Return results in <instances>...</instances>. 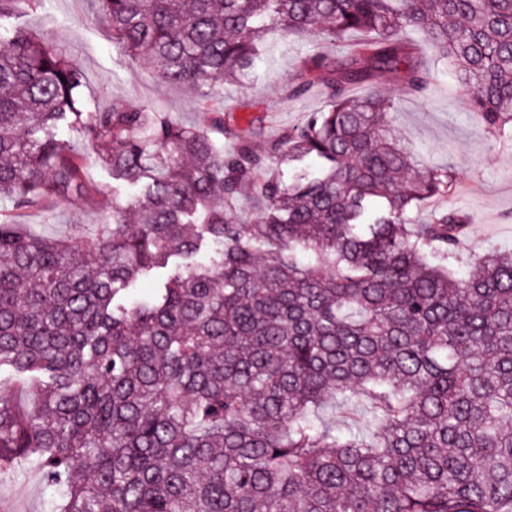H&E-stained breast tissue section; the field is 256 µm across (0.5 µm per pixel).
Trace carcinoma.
Listing matches in <instances>:
<instances>
[{
    "label": "carcinoma",
    "mask_w": 512,
    "mask_h": 512,
    "mask_svg": "<svg viewBox=\"0 0 512 512\" xmlns=\"http://www.w3.org/2000/svg\"><path fill=\"white\" fill-rule=\"evenodd\" d=\"M102 22L175 84L249 78L265 37L366 38L297 97L330 106L267 153L124 101L87 112L52 40L0 41V207L134 189L70 244L0 224V465L24 458L52 512H512V259L462 246L467 218L354 86L431 74L410 28L512 137V0H101ZM296 170L283 184L280 168ZM163 269L150 293H130Z\"/></svg>",
    "instance_id": "cac0c4a2"
}]
</instances>
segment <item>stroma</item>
<instances>
[{"instance_id": "stroma-1", "label": "stroma", "mask_w": 512, "mask_h": 512, "mask_svg": "<svg viewBox=\"0 0 512 512\" xmlns=\"http://www.w3.org/2000/svg\"><path fill=\"white\" fill-rule=\"evenodd\" d=\"M99 13L98 0H36L33 7L1 21L0 36L9 37L20 27L60 44L83 72L82 95L89 111L107 110L116 100L146 104L184 125L210 131L226 151L234 141L216 130V121L232 124L256 151L263 152L307 115L326 110L329 100L320 87L301 97L293 96L290 87L305 57L319 53L333 65L353 45L349 39L335 44L315 34L295 37L274 32L256 62L254 81L226 82L204 91L163 81L100 23ZM402 38L420 46L434 77L430 93L421 97L407 92L396 72L365 82L356 92L393 98L394 137L422 161L450 167L455 174V190L411 211V219L420 222L443 209L462 211L467 217L466 248L479 255L495 247L511 255L512 143L488 136L468 106V88L453 78L446 60L426 48L421 32L407 30ZM85 179L90 187L86 196L62 197L19 214L0 211V220L27 225L43 237L76 241L93 236L113 197H125L128 189L89 159ZM54 497L32 464L0 467V504L9 512H51Z\"/></svg>"}]
</instances>
